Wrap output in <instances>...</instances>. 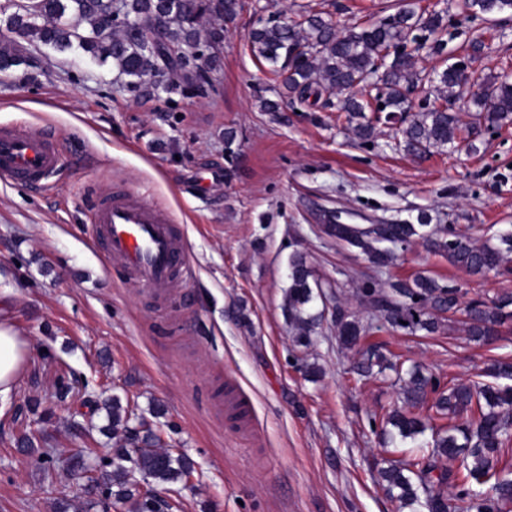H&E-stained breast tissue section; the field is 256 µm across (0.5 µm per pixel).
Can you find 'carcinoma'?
Returning <instances> with one entry per match:
<instances>
[{
	"label": "carcinoma",
	"mask_w": 512,
	"mask_h": 512,
	"mask_svg": "<svg viewBox=\"0 0 512 512\" xmlns=\"http://www.w3.org/2000/svg\"><path fill=\"white\" fill-rule=\"evenodd\" d=\"M466 19L512 10V0H455ZM239 0H120L119 12L139 33L157 29L162 45L151 49L143 39L115 29L109 0H8L0 6V72L30 65L42 49L59 54L78 53L100 65L109 64L114 80L134 97L166 94L187 95L204 90L210 83L196 66V52L224 39V26L208 28L211 19L233 21ZM447 29L438 12L416 9L406 3L384 18L366 26L339 30L330 19L309 13L298 21L266 23L250 33L256 56L288 67L281 97L307 101L337 96V111L345 113L346 130L353 138L367 141L374 124L368 103L356 90L369 82L379 87L384 108L395 116L409 111L407 94L423 84L428 75L416 68L410 52L393 56V44L413 43L439 54ZM444 104H430L414 113L400 130L404 150L420 156L432 148H455L465 141L476 151L474 138L481 128L512 123V81L503 76L484 83V91L473 97L469 121L464 123L447 104L458 98L465 75L449 66L434 72ZM323 231L357 248L374 267L387 268L397 258L396 249L406 248L419 238L430 252L444 256L454 267L472 276L499 273L512 262V232L500 237L501 246H478L459 235L451 225L425 230L423 224H324ZM465 292L453 284L419 274L399 280L390 288L371 284L360 296L374 310L373 320L362 322L336 303V341L343 349L359 347L362 358L353 372L364 383L382 381L385 371L397 372V382L409 409L394 407L382 416V433L389 442L412 443L415 452L399 460H384L379 477L387 494L414 512H509L512 478L505 474L503 456L512 449V362L495 363L488 375L505 384L479 385L441 383L412 365L399 372L381 346L369 341L372 333L388 326L410 334L435 333L449 321L448 315L463 311L458 320L469 339L492 343L499 328L512 319V291L504 290L490 299H473L461 305ZM326 294L314 281L311 267L297 252L288 264L285 311L297 345L313 343L323 313L313 309ZM116 448L112 470L102 473L108 494L130 504L131 512H161L166 502L140 489L136 476L151 480L152 487L184 480L191 468L189 458L159 445L151 431L141 432L132 424V412L117 396L104 404ZM431 431V440L422 436ZM455 492L448 493L445 485ZM489 486L483 496L476 486Z\"/></svg>",
	"instance_id": "1"
}]
</instances>
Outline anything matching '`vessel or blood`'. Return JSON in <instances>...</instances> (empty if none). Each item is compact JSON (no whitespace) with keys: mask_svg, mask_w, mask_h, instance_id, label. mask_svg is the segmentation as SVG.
<instances>
[{"mask_svg":"<svg viewBox=\"0 0 512 512\" xmlns=\"http://www.w3.org/2000/svg\"><path fill=\"white\" fill-rule=\"evenodd\" d=\"M61 163L49 130L0 127V175L27 184H45ZM91 224L113 264L156 296L167 295L186 281L190 261L169 212L144 202L129 190L106 195L96 205ZM224 412L248 425L250 406L236 383L224 389Z\"/></svg>","mask_w":512,"mask_h":512,"instance_id":"b4317fda","label":"vessel or blood"}]
</instances>
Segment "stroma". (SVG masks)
<instances>
[{"mask_svg":"<svg viewBox=\"0 0 512 512\" xmlns=\"http://www.w3.org/2000/svg\"><path fill=\"white\" fill-rule=\"evenodd\" d=\"M241 3L206 96L136 98L113 85L110 66L73 54L0 75V126L51 129L64 158L42 187L0 178V322L30 344L0 398V512H56L62 501L128 512L72 468L78 457L98 469L111 459L95 405L114 395L193 462L191 482L166 491L169 512H398L376 466L381 416L399 390L359 382L357 354L338 349L331 323L310 348L295 345L283 309L290 257L303 252L315 280L337 291L322 304L329 314L339 302L371 316L358 293L369 274L385 289L423 273L471 299L512 290V275L471 277L419 244L377 274L321 229L337 209L350 224L424 220L497 245L512 229V125L482 130L477 152L415 158L396 149L398 127L383 120L364 144L325 101L261 107L278 99L283 77L252 52V28L306 12L340 29L365 25L394 13L396 0ZM444 39L445 54L416 53L418 69L462 60L481 82L512 74V12L449 16ZM117 187L173 216L193 267L188 284L153 297L93 240L94 197ZM375 339L446 382L512 360L511 321L491 344L454 326L386 327ZM309 364L321 368L317 380ZM229 377L251 400L250 428L224 417Z\"/></svg>","mask_w":512,"mask_h":512,"instance_id":"35a3bbf8","label":"stroma"}]
</instances>
